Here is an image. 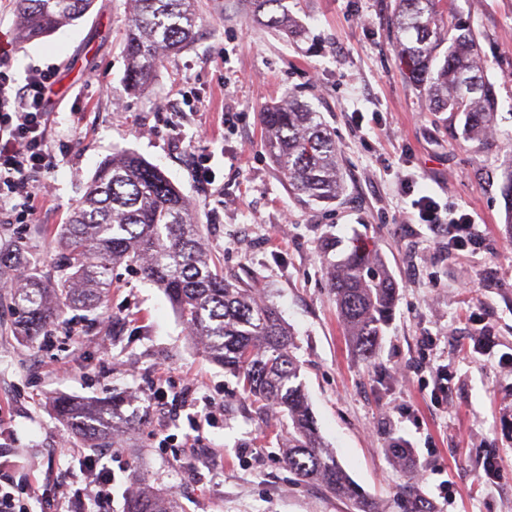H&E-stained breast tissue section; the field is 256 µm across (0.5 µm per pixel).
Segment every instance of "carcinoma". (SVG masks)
<instances>
[{
  "instance_id": "1",
  "label": "carcinoma",
  "mask_w": 512,
  "mask_h": 512,
  "mask_svg": "<svg viewBox=\"0 0 512 512\" xmlns=\"http://www.w3.org/2000/svg\"><path fill=\"white\" fill-rule=\"evenodd\" d=\"M92 2L17 0L18 42L74 22ZM131 2L124 54L126 82L135 89L153 79L165 54L193 41L197 0ZM440 2L398 0L391 19L395 48L430 109L463 115L464 137L484 143L494 131L495 99L484 81L478 37L454 8ZM243 6L278 33L292 39L305 35L284 0H243ZM259 120L265 151L298 201L336 200L343 191L338 151L320 113L290 98L266 106ZM54 244L65 259L55 275L33 260L27 242L14 239L0 246V288H8L21 335L51 341L68 311L105 300L115 266L136 263L143 277L164 291L205 356L237 379L256 414L279 415L288 469L347 502L351 512H377L320 435L299 381L293 334L278 309L212 267L193 209L157 167L130 151L113 153L96 170ZM326 272L348 336L360 355L372 356L396 302V285L384 261L354 252L328 263ZM54 408L89 448L99 447L101 435L115 432L119 404L113 400L88 404L60 397ZM125 512H182V505L175 493L141 492L127 500Z\"/></svg>"
}]
</instances>
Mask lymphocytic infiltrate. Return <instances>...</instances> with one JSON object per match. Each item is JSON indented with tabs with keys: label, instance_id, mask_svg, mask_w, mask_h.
<instances>
[{
	"label": "lymphocytic infiltrate",
	"instance_id": "f902f5d3",
	"mask_svg": "<svg viewBox=\"0 0 512 512\" xmlns=\"http://www.w3.org/2000/svg\"><path fill=\"white\" fill-rule=\"evenodd\" d=\"M54 85L49 68L31 69L21 84L0 74V214L12 223H36L42 207L37 183L60 163L48 124ZM101 460L98 454L71 453L70 466L84 479L77 489L63 481L50 490L29 486L18 493L0 485V512H29L34 498L43 501L44 512H106L114 477Z\"/></svg>",
	"mask_w": 512,
	"mask_h": 512
}]
</instances>
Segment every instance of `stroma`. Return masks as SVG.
<instances>
[{
  "instance_id": "stroma-1",
  "label": "stroma",
  "mask_w": 512,
  "mask_h": 512,
  "mask_svg": "<svg viewBox=\"0 0 512 512\" xmlns=\"http://www.w3.org/2000/svg\"><path fill=\"white\" fill-rule=\"evenodd\" d=\"M396 0H287L310 32L295 43L256 24L239 0H199L191 45L164 59L152 82L128 90L123 53L129 0H93L46 38L0 54L23 81L54 68L49 122L66 158L41 191L38 223L5 224L46 269L52 237L113 150L159 168L192 201L225 275L272 301L291 328L300 379L320 433L380 512L406 496L428 512H512V230L502 196L512 167V0H454L478 35L497 102L486 144L465 140L462 117L429 111L393 46ZM320 112L342 160L336 201L303 206L262 146L259 113L287 96ZM216 178L203 185L193 159ZM437 220L467 212L476 248L449 249L428 225L397 224L420 197ZM377 251L397 287L375 354L352 346L327 284V261L355 247ZM0 304V480L43 484L60 476L79 435L52 401L124 397L131 425L110 512L130 490L177 491L185 512H348L282 462L277 418L260 422L234 377L210 362L161 288L138 267L112 272L103 304L74 310L50 344L17 335ZM189 391L162 411L153 390ZM198 452L159 451L157 434L184 438L209 405ZM416 467L396 461L393 442ZM447 483V498L437 487Z\"/></svg>"
}]
</instances>
